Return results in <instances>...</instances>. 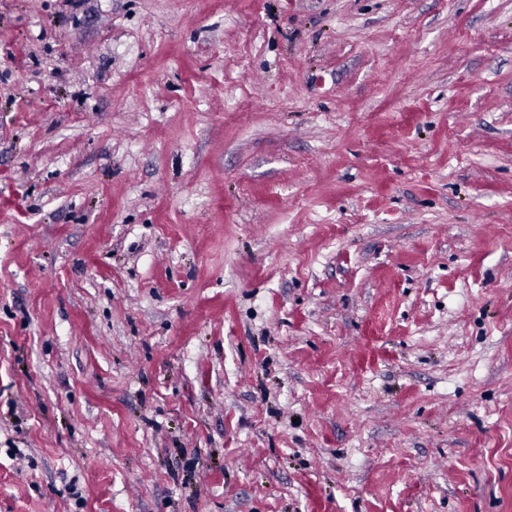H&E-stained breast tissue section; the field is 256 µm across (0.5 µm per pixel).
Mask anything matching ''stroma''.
Instances as JSON below:
<instances>
[{"instance_id":"1","label":"stroma","mask_w":512,"mask_h":512,"mask_svg":"<svg viewBox=\"0 0 512 512\" xmlns=\"http://www.w3.org/2000/svg\"><path fill=\"white\" fill-rule=\"evenodd\" d=\"M0 512H512V0H0Z\"/></svg>"}]
</instances>
